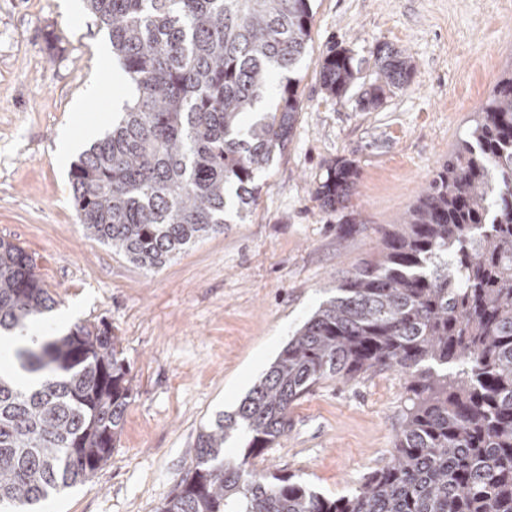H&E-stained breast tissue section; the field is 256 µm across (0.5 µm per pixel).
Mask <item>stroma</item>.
I'll return each instance as SVG.
<instances>
[{"mask_svg":"<svg viewBox=\"0 0 512 512\" xmlns=\"http://www.w3.org/2000/svg\"><path fill=\"white\" fill-rule=\"evenodd\" d=\"M314 12L301 110L249 217L148 270L85 236L70 184L79 157L58 158L63 137L90 122L106 133L132 98L119 67L99 58L106 30L61 0H0V238L32 256L56 300L38 321L42 337L107 323L134 388L107 465L41 512H158L191 467L200 428L235 412L339 282L376 256L378 227L421 196L512 67V0H316ZM385 43L414 60L406 90L371 111L356 92L326 96L317 63L329 47L349 49L368 84L371 52ZM111 85L118 96L95 95ZM339 158L360 168L351 230L315 195ZM404 400L394 372L323 380L253 466L347 493L387 462Z\"/></svg>","mask_w":512,"mask_h":512,"instance_id":"35a3bbf8","label":"stroma"}]
</instances>
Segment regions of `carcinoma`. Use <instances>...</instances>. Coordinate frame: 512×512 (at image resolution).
Returning <instances> with one entry per match:
<instances>
[{
	"label": "carcinoma",
	"mask_w": 512,
	"mask_h": 512,
	"mask_svg": "<svg viewBox=\"0 0 512 512\" xmlns=\"http://www.w3.org/2000/svg\"><path fill=\"white\" fill-rule=\"evenodd\" d=\"M315 0H88L132 103L70 170L84 234L148 270L244 221L258 176L291 139L298 64ZM359 100L377 108L410 85V55L381 45ZM340 100L359 79L331 48L318 63ZM277 102L261 107L271 90ZM360 171L340 159L316 188L342 212ZM55 305L32 257L0 239V332L22 334ZM31 387L0 371V505L34 506L108 463L132 397L118 337L75 325L19 347ZM405 377L401 427L384 466L331 497L250 461L283 436L319 382ZM247 441L236 462L226 444ZM195 466L159 512H512V72L503 74L424 194L378 254L337 286L236 413L202 428Z\"/></svg>",
	"instance_id": "1"
}]
</instances>
